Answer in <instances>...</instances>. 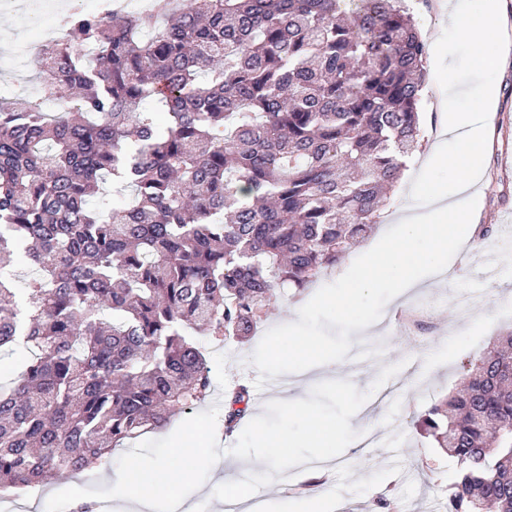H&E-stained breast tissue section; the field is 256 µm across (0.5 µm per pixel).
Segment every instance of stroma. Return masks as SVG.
<instances>
[{
    "label": "stroma",
    "instance_id": "obj_1",
    "mask_svg": "<svg viewBox=\"0 0 512 512\" xmlns=\"http://www.w3.org/2000/svg\"><path fill=\"white\" fill-rule=\"evenodd\" d=\"M413 16L427 44V85L448 78L463 86L475 83L477 77L469 64L468 47L460 35L443 21H429L422 9H414ZM29 28L28 10L0 8V93L9 97L28 94L35 84L37 55L20 52ZM486 78L497 85L499 95L498 108L491 115L495 147L485 158L486 179L477 222L499 225L504 219H512V63L487 73ZM424 157L423 151L414 155L407 181L396 185L382 224L376 225L365 246L347 253L304 291L281 289L254 336L243 343H219L212 337H201L215 388L211 400L186 411L164 430L114 449L108 459L109 468H123L130 457L179 467V460L170 454L172 444L188 429L204 433L222 428L225 394L242 381L251 387L253 403L263 413L264 426L294 438L295 454H312L313 418L344 420L350 409L372 398L407 360L416 359L423 369L416 372L413 387L394 393L374 413L373 429L379 434L377 446L361 447L360 435L349 436L345 447L332 452V477L313 488L312 493L322 500L327 512H365L371 496L388 499L393 512H422L425 501L447 500L448 487L460 464L435 448L431 437L417 428L416 421L462 383L469 360L485 352L500 333L512 328V262L506 256H495L499 275L482 285L476 279L479 259L474 251L449 253L446 282L427 288L408 301L415 308L433 299L438 302L432 313L433 325L419 345L412 339L407 323L396 320L400 308L391 305L387 292L364 298L366 308L386 320L388 331L382 336L359 335L357 313H337L332 303L340 277L350 275L363 261L378 233L397 235L392 217L402 203L408 182L441 177V170H425ZM477 286L485 296L479 306L484 318L471 324L467 321L468 308L456 305L452 296L458 290ZM298 302L308 305L309 315L306 323L295 328L289 326L288 317L291 307ZM316 334L323 336L327 346L343 358L367 352L371 359L352 374L341 371L335 380L320 382L314 410L292 413L284 399L286 367L270 358V349L277 344L301 343ZM272 380L277 381V389L269 388ZM394 448L398 449L400 459L398 465L392 466L387 454ZM35 497L40 502L38 512H71L82 502L111 501L112 484L92 468L76 475L54 477Z\"/></svg>",
    "mask_w": 512,
    "mask_h": 512
}]
</instances>
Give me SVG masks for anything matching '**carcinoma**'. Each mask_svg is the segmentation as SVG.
Segmentation results:
<instances>
[{
  "label": "carcinoma",
  "mask_w": 512,
  "mask_h": 512,
  "mask_svg": "<svg viewBox=\"0 0 512 512\" xmlns=\"http://www.w3.org/2000/svg\"><path fill=\"white\" fill-rule=\"evenodd\" d=\"M73 0L0 99V491L39 489L211 395L193 335L244 340L277 290L360 244L421 147L405 0ZM419 419L453 512H512V331ZM250 389L225 411L230 435Z\"/></svg>",
  "instance_id": "carcinoma-1"
}]
</instances>
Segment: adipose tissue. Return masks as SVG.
<instances>
[{"label":"adipose tissue","instance_id":"1","mask_svg":"<svg viewBox=\"0 0 512 512\" xmlns=\"http://www.w3.org/2000/svg\"><path fill=\"white\" fill-rule=\"evenodd\" d=\"M436 6L442 19L466 38L476 70L499 68L512 60V15L506 10L505 0H483L481 9L474 12L464 11L460 0H436ZM457 93L451 82L439 90L445 118L437 132L439 146L424 160L425 167L447 169L448 179L414 192L408 205L395 214L398 237L387 239L383 251L373 254L356 279L336 296L338 311H358L363 335L378 336L384 329L380 319L360 308L362 297L384 290L392 303L405 301L416 290L441 282L447 253L462 251L474 239L475 187L482 178L483 157L489 146L485 114L493 109L494 86L486 83L475 88L474 93L483 104L479 111L454 109ZM271 354L295 365L296 377L305 381L300 392L290 395L289 407L309 410L316 380L335 372L336 357L313 337L299 345H279L272 348ZM253 435L262 449L270 451L273 462L269 467L260 469L252 462L207 452L204 438L195 431L186 432L172 453L204 459L214 476L223 478L225 499L240 502L250 497L247 479L251 476L273 486L283 481L292 468L313 479L325 474V456L290 459L287 435L262 427L254 428ZM111 480L113 512H174L184 502L181 489L190 482L191 472L186 468L150 466L135 459L125 469L114 472Z\"/></svg>","mask_w":512,"mask_h":512}]
</instances>
